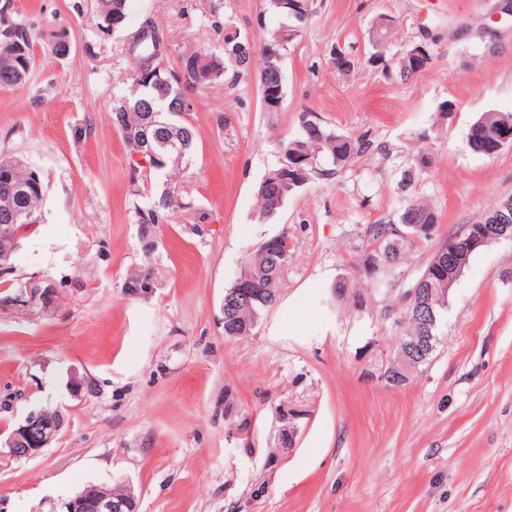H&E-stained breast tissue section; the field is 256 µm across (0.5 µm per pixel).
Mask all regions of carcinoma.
Masks as SVG:
<instances>
[{"instance_id": "cac0c4a2", "label": "carcinoma", "mask_w": 512, "mask_h": 512, "mask_svg": "<svg viewBox=\"0 0 512 512\" xmlns=\"http://www.w3.org/2000/svg\"><path fill=\"white\" fill-rule=\"evenodd\" d=\"M270 8L285 19L276 33L263 42V45L283 43V48L291 44L283 40L290 28L303 31L309 19L301 11L287 3L283 6L276 0H269ZM95 7L100 17V27L105 33L111 32L112 22L126 13L127 0H95ZM48 51L57 55V46L61 39L69 37L62 29L46 30L42 34ZM161 39L157 28H152L145 39L135 47H129L136 64L132 74V85L135 86L131 96L123 99L112 109L113 127L121 136L127 150L129 166L132 173L137 175L142 171L155 177L169 174L179 169L178 162L171 160L157 167L155 157L167 158L177 154L180 160L186 161L195 146V128L179 120L184 112L194 111L193 100L186 94L184 86L179 84L168 68H160L163 58H155L154 40ZM249 37L236 33V38H224L222 53L213 55L208 52H192L181 57V63L191 61L199 64L205 73V79H192L189 86L203 87L219 81L224 76V64L229 63L237 71L248 73L257 72V78H262L266 62L264 58L249 54L244 49ZM219 59L218 66H213L211 57ZM33 41L28 29L15 22L4 10L0 11V86L14 87L25 83L31 74L33 66ZM153 62V68L160 69L148 82L143 81L148 69V62ZM298 133L292 139L279 143V161L261 181L257 189V198L262 214L270 217L276 214L291 194L289 183L301 179L306 185L314 180L332 176L354 161L356 157L367 152L373 146V141L362 134L357 137L339 134L330 129L323 118L316 112L310 115L300 112L296 120ZM512 133V113L487 111L474 120L466 135L468 147L475 153L484 156H494L493 145L500 142L503 129ZM149 140L151 152L143 153L140 139ZM143 153V158H134V153ZM3 163L15 165L11 181L5 180L0 171V196L9 195L12 205L9 210L0 209V242L11 244L16 242L17 232L39 220L40 209L46 189L45 182L32 179V171L21 162L11 159H0ZM432 164L429 153L419 154L404 170L400 180L401 190H408L421 173ZM179 207L178 198L169 190L155 197L152 203L145 207H135L137 223L145 228L150 224H165ZM34 214V220L28 219V214ZM489 223L484 219L478 224H468L452 233L444 241L437 252L426 265L413 285L423 288L448 287V279L458 282L468 264L472 253L466 251L463 240L471 235L477 227ZM438 228V215L425 201L414 196L405 202L395 221L388 223L370 224L364 229L365 250L362 255L361 267L365 279L375 282L377 279L396 272L406 254L418 245L433 239ZM291 256L280 255L262 250L257 246L254 255L248 263L245 272L252 275L259 288V299L250 305H225L224 335L248 336L256 326L260 315L273 307L280 297V280L284 268ZM448 309V299L436 301L432 307L419 309V304L412 301L404 305L403 320L396 322L400 331L396 336V356H409L410 350L402 345L407 336H431L432 345H437L438 330L444 312Z\"/></svg>"}]
</instances>
